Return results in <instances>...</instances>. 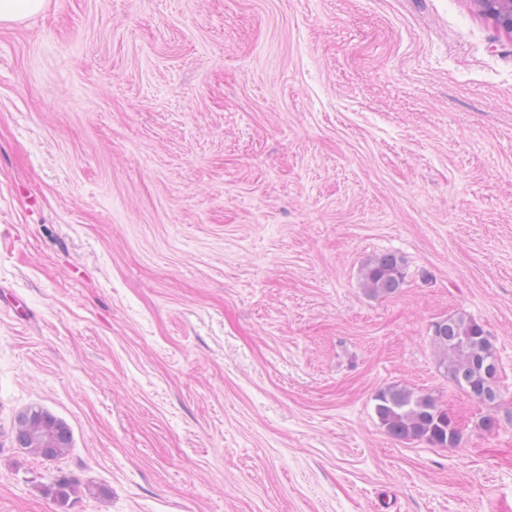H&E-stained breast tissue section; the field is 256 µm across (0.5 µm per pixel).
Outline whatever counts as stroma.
Instances as JSON below:
<instances>
[{
	"label": "stroma",
	"instance_id": "1",
	"mask_svg": "<svg viewBox=\"0 0 512 512\" xmlns=\"http://www.w3.org/2000/svg\"><path fill=\"white\" fill-rule=\"evenodd\" d=\"M382 253L404 285L374 298ZM456 313L495 403L439 365ZM394 385L459 442L391 437ZM33 406L65 456L16 448ZM63 474L106 493L59 506ZM0 512H512V37L475 0L0 24ZM360 279L373 297L396 294L404 284L403 261L394 253L375 255L362 266ZM433 341L441 352V365L460 390L479 403H494L498 397L497 372L490 373L485 361L495 362L493 345L484 328L466 315H452L432 327Z\"/></svg>",
	"mask_w": 512,
	"mask_h": 512
}]
</instances>
